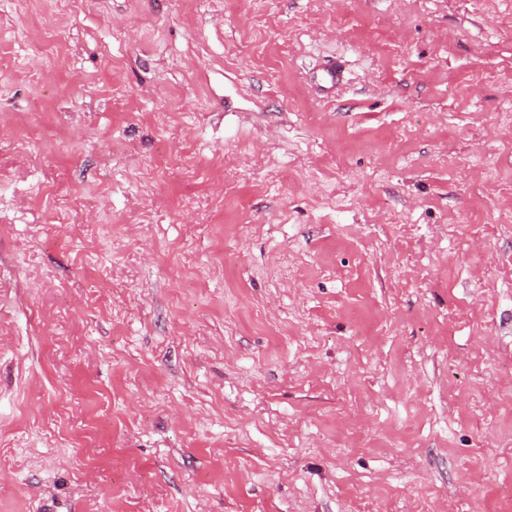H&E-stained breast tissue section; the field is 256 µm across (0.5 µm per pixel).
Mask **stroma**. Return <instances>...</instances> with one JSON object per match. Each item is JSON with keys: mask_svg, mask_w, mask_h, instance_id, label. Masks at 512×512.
Masks as SVG:
<instances>
[{"mask_svg": "<svg viewBox=\"0 0 512 512\" xmlns=\"http://www.w3.org/2000/svg\"><path fill=\"white\" fill-rule=\"evenodd\" d=\"M0 512H512V0H0Z\"/></svg>", "mask_w": 512, "mask_h": 512, "instance_id": "obj_1", "label": "stroma"}]
</instances>
